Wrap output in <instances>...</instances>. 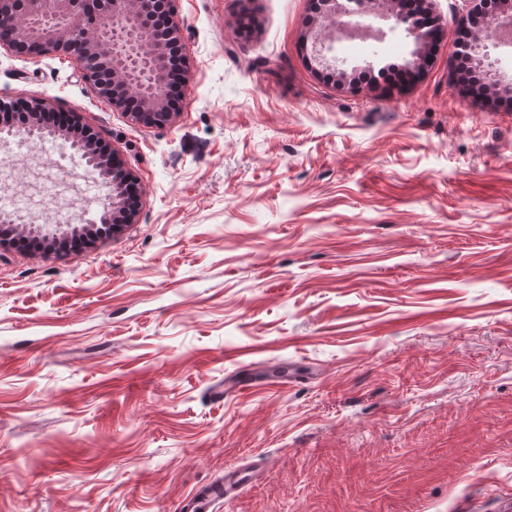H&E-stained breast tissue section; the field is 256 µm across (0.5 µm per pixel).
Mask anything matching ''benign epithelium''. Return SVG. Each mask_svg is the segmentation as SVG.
Listing matches in <instances>:
<instances>
[{"mask_svg":"<svg viewBox=\"0 0 512 512\" xmlns=\"http://www.w3.org/2000/svg\"><path fill=\"white\" fill-rule=\"evenodd\" d=\"M323 19L336 25L346 19L365 23L372 15L368 0H323ZM433 28L401 10L391 9L387 17L391 30L403 29L416 46L426 43L441 18L428 10ZM0 28H9L12 39L1 46L26 57L62 53L76 59L98 93L123 108L131 119L147 126H164L176 113L168 104L167 68L169 52L182 46V32L176 21V0H0ZM22 110L29 117L31 132L50 129L65 139L64 130L39 121L46 106L38 100L17 104L0 99V114ZM88 165L98 173L110 191L102 205L99 221L111 223V213L123 204L122 189L133 181L122 159L105 153L97 143L80 146Z\"/></svg>","mask_w":512,"mask_h":512,"instance_id":"1","label":"benign epithelium"}]
</instances>
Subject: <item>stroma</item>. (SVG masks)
Instances as JSON below:
<instances>
[{"label": "stroma", "instance_id": "35a3bbf8", "mask_svg": "<svg viewBox=\"0 0 512 512\" xmlns=\"http://www.w3.org/2000/svg\"><path fill=\"white\" fill-rule=\"evenodd\" d=\"M459 8L390 90L357 76L409 65L401 33L335 43L341 80L314 0H178L161 127L0 48V96L70 111L142 190L91 248L0 246V512H177L233 468L218 512H512V111L457 84ZM473 65L512 98V49ZM249 474L230 469L224 472V481L216 485L193 489L178 504L179 512H213L215 500L231 501L243 488Z\"/></svg>", "mask_w": 512, "mask_h": 512}]
</instances>
